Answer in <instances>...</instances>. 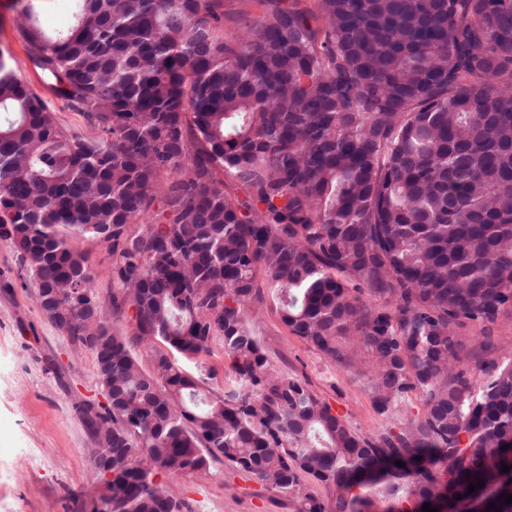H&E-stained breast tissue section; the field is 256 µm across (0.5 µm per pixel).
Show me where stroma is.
Instances as JSON below:
<instances>
[{
	"mask_svg": "<svg viewBox=\"0 0 512 512\" xmlns=\"http://www.w3.org/2000/svg\"><path fill=\"white\" fill-rule=\"evenodd\" d=\"M21 0H0V49L55 111L68 131L94 130L67 108L31 63L19 30ZM88 254L94 286L111 319L112 288L106 246L73 237ZM249 321L265 351L282 370L308 379L311 389L364 434L379 432L385 421L363 382L342 367L327 366L319 352L290 333L276 300H266ZM462 363L469 369L512 356V312L491 330L471 324L458 329ZM94 357L75 351L65 335L42 314L35 290L23 286L12 247L0 242V512H89L97 487L94 448L73 406L102 396L95 384ZM180 495L190 512H283L259 485L221 462L204 475L181 477Z\"/></svg>",
	"mask_w": 512,
	"mask_h": 512,
	"instance_id": "stroma-1",
	"label": "stroma"
}]
</instances>
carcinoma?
Masks as SVG:
<instances>
[{
    "mask_svg": "<svg viewBox=\"0 0 512 512\" xmlns=\"http://www.w3.org/2000/svg\"><path fill=\"white\" fill-rule=\"evenodd\" d=\"M44 2L29 58L102 136L0 50V241L112 400L74 406L112 455L105 512H185L160 476L214 462L288 512H325L312 485L336 512H512V357L476 377L456 336L512 312V0H259L245 32L224 0H74L52 34ZM70 234L108 247L110 323ZM268 297L365 381L379 433L274 365ZM215 341L219 396L178 363Z\"/></svg>",
    "mask_w": 512,
    "mask_h": 512,
    "instance_id": "carcinoma-1",
    "label": "carcinoma"
}]
</instances>
